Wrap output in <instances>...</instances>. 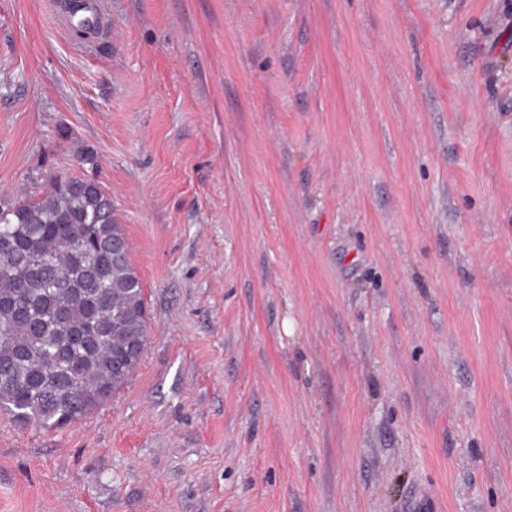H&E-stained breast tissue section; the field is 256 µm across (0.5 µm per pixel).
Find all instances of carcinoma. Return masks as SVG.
Listing matches in <instances>:
<instances>
[{
  "label": "carcinoma",
  "mask_w": 512,
  "mask_h": 512,
  "mask_svg": "<svg viewBox=\"0 0 512 512\" xmlns=\"http://www.w3.org/2000/svg\"><path fill=\"white\" fill-rule=\"evenodd\" d=\"M112 199L59 176L38 200L0 208V410L24 426L75 422L134 372L146 341L144 290Z\"/></svg>",
  "instance_id": "obj_1"
}]
</instances>
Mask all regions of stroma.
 I'll use <instances>...</instances> for the list:
<instances>
[{
  "mask_svg": "<svg viewBox=\"0 0 512 512\" xmlns=\"http://www.w3.org/2000/svg\"><path fill=\"white\" fill-rule=\"evenodd\" d=\"M0 0V208L111 196L124 386L0 412V512H512V0ZM50 10L60 31L72 34L74 28L90 30L89 40L106 37L111 27L103 0H51Z\"/></svg>",
  "mask_w": 512,
  "mask_h": 512,
  "instance_id": "1",
  "label": "stroma"
}]
</instances>
